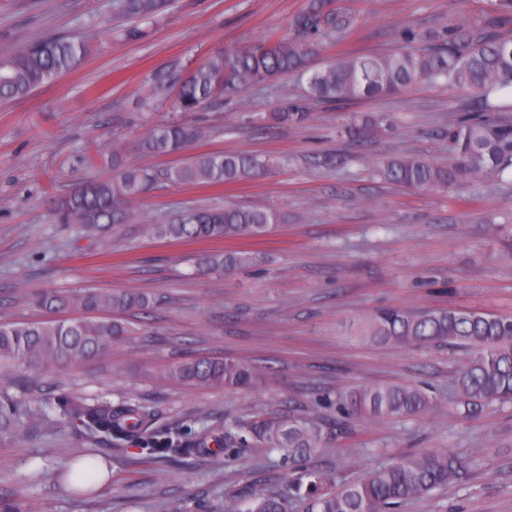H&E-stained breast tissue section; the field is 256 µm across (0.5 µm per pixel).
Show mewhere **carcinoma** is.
Instances as JSON below:
<instances>
[{"mask_svg": "<svg viewBox=\"0 0 512 512\" xmlns=\"http://www.w3.org/2000/svg\"><path fill=\"white\" fill-rule=\"evenodd\" d=\"M169 0H122L123 15L135 22L153 19ZM336 26L327 0H308L291 27L304 42L270 38L265 43L228 51L211 58L176 81L175 108L198 112L220 99L242 92L276 76L295 73L307 77L309 93L325 102L377 99L421 82L443 80L469 91L474 113L452 131L455 157L447 165L422 157L405 156L386 163L385 174L409 189H446L461 175L487 179L512 167V0H495L494 16L481 25L453 24L437 30L407 31L401 49L389 55H343L320 70L309 71L311 39ZM89 52L87 42L47 36L18 47L0 59V101L22 99L58 75L75 69ZM307 107L286 100L269 120L276 125L310 120ZM379 124L366 119L348 129L358 139L371 138ZM206 135V130L178 120L151 127L141 150L152 156L180 154ZM112 177L86 182L61 196L54 211L56 224H81L104 233L132 219L129 206L161 184H230L260 173V163L242 153H199L165 168L127 166L119 148H112ZM277 215L266 208L226 206L164 218L145 225L163 240L179 242L228 240L266 233ZM261 261L259 254L227 249L197 255V270L230 272ZM50 315L41 322L0 323V366L42 371L104 353L131 332L104 312L145 309L151 297L130 288L71 293L53 289L30 295ZM76 308L87 318L56 319L52 314ZM367 335L373 341L404 349L446 344L468 354L456 371V410L469 417L493 405L512 403V315L465 308L407 310L388 308L372 318ZM172 377L204 386L246 389L264 374L234 358L201 357L172 365ZM339 410L356 417L420 418L435 411V399L413 384H375L339 400ZM59 413L79 421L94 438L116 443L142 439L144 460L165 458L181 451V441L168 432H152L154 413L136 400L88 405L67 400ZM17 411L0 399V438L15 432ZM224 440V461L248 448L279 454L284 466L312 457L324 442L323 426L295 415L234 422L215 440ZM475 463L452 449H426L369 471L359 482L336 486L327 470L292 471L280 490L241 487L224 494V512H288V502L303 504L304 512H388L391 506L453 483L470 479Z\"/></svg>", "mask_w": 512, "mask_h": 512, "instance_id": "cac0c4a2", "label": "carcinoma"}]
</instances>
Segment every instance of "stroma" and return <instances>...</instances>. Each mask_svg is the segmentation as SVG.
Returning <instances> with one entry per match:
<instances>
[{
	"mask_svg": "<svg viewBox=\"0 0 512 512\" xmlns=\"http://www.w3.org/2000/svg\"><path fill=\"white\" fill-rule=\"evenodd\" d=\"M307 0H172L139 38L125 34L120 0H0V57L50 34L79 39L95 30L74 71L29 96L0 103V323L43 314L28 294L131 288L147 293L149 313H124L133 332L101 356L52 371L0 368V390L19 403L13 436L0 440V501L21 512H221L226 488L285 484L287 475L254 448L225 461L183 454L133 463V450L97 448L108 478L97 493L65 491L60 471L87 450L81 432L50 426L58 399L136 400L155 426L191 443L223 427L285 411L322 424L320 452L306 469L334 472L341 484L426 448H451L477 463L468 484L409 499L392 512H512V405L462 418L452 376L462 351L426 345L404 350L373 342L363 329L382 307L463 305L512 313V169L500 179H468L454 188L410 190L384 180L378 164L421 156L453 157L449 131L471 110L467 90L421 83L373 100L326 103L288 73L183 121L207 131L195 152L249 153L268 166L254 178L219 185L163 186L133 202L130 224L106 237L53 221L56 199L76 185L110 178L92 150L120 147L130 165L166 167L173 156L143 153L145 132L176 116L174 88L152 78L171 64L189 72L219 52L290 34ZM338 28L321 33L310 69L339 54H389L404 30L449 21L486 22L493 0H333ZM305 100L313 118L277 127L268 116L284 98ZM384 117L361 142L347 127ZM265 207L281 220L259 237L168 242L147 221L197 208ZM499 222L497 234L488 220ZM258 252L259 265L223 275L196 272L191 256L215 250ZM199 356L261 367L250 389L201 387L173 379L171 364ZM382 383L424 387L437 408L421 420L377 416L336 424L327 399Z\"/></svg>",
	"mask_w": 512,
	"mask_h": 512,
	"instance_id": "obj_1",
	"label": "stroma"
}]
</instances>
